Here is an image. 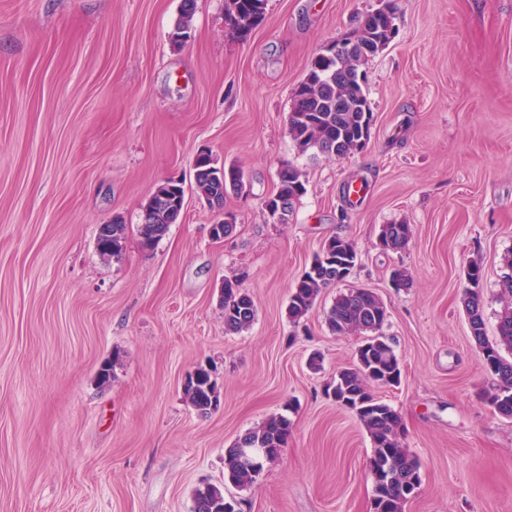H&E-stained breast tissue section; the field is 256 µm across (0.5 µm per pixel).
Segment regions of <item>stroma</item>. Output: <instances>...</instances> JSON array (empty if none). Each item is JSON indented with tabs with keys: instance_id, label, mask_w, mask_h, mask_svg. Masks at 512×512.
<instances>
[{
	"instance_id": "35a3bbf8",
	"label": "stroma",
	"mask_w": 512,
	"mask_h": 512,
	"mask_svg": "<svg viewBox=\"0 0 512 512\" xmlns=\"http://www.w3.org/2000/svg\"><path fill=\"white\" fill-rule=\"evenodd\" d=\"M381 3L266 0L243 36L224 0H197L175 46L180 0H0V512H193L205 483L241 512H373L371 438L326 393L362 342L326 325L350 288L383 300L401 360L400 385L374 393L421 462L404 512H512V419L483 400L493 380L463 311L477 257L495 336L512 251V0H395L397 33L363 66L367 147L299 152L293 89ZM201 153L246 176L224 201L236 228L221 241L193 189ZM287 165L306 192L273 224L263 202ZM170 178L183 182V215L144 249L142 210ZM354 181L365 184L356 202ZM116 217L127 233L115 260L96 236ZM400 223L410 240L383 252L382 225ZM334 237L359 263L292 323L290 291ZM396 268L405 287L391 283ZM227 279L257 306L235 335ZM201 365L220 394L206 416L183 394ZM288 404L280 457L249 487L226 483L225 448ZM196 11V0H181L178 17L171 32V42L176 45L185 43L184 38L188 37L192 29V20Z\"/></svg>"
}]
</instances>
